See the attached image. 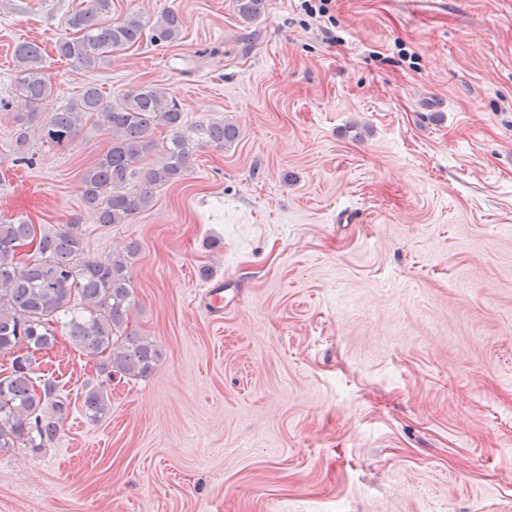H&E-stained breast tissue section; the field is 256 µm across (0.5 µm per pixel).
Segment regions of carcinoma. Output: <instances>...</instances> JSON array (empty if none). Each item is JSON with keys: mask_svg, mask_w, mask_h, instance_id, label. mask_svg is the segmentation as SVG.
<instances>
[{"mask_svg": "<svg viewBox=\"0 0 512 512\" xmlns=\"http://www.w3.org/2000/svg\"><path fill=\"white\" fill-rule=\"evenodd\" d=\"M246 18L258 16L263 0H236ZM112 0H88L67 20L68 33L56 51L75 70H93L112 52L143 39L172 43L182 30V17L172 9L149 23L138 14L110 20ZM15 146L17 165L32 163L25 156L28 129L53 99L55 86L47 72L43 48L36 41L15 45ZM108 132V149L82 173L84 205L97 212L102 224H125L150 209L156 190L184 179L198 148L184 129L178 100L166 88L140 84L108 97L93 83L82 86L79 98L52 112L43 137L56 144L72 140L87 121ZM160 129L170 132L161 145ZM206 142L222 145L237 131L231 124L200 127ZM164 162L145 159L156 149ZM30 245L24 256L18 247ZM138 247L130 245L107 260L85 255L78 225L61 224L51 232L18 217L0 219V355L10 356V366L0 371V450H42L59 435L69 402L52 379L38 381L35 354L48 350L62 334L70 342L100 358L99 374L107 380L120 376H146L158 359L153 344L130 326L135 301L130 269ZM82 409L98 420L109 411L107 386L100 381L86 387Z\"/></svg>", "mask_w": 512, "mask_h": 512, "instance_id": "obj_1", "label": "carcinoma"}]
</instances>
